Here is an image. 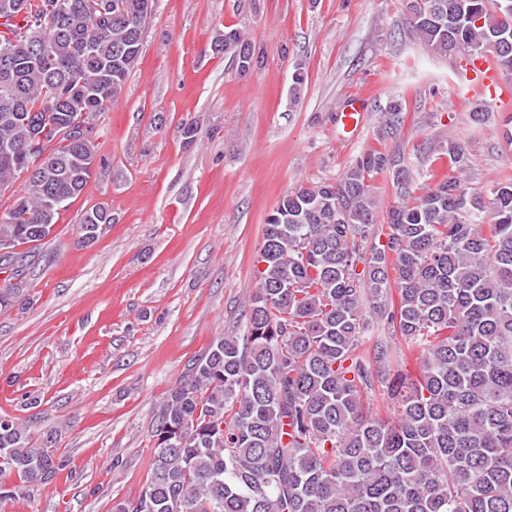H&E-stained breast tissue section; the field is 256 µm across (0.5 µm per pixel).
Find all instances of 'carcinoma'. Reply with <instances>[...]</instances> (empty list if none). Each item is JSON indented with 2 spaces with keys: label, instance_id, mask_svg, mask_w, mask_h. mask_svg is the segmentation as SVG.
Wrapping results in <instances>:
<instances>
[{
  "label": "carcinoma",
  "instance_id": "obj_1",
  "mask_svg": "<svg viewBox=\"0 0 512 512\" xmlns=\"http://www.w3.org/2000/svg\"><path fill=\"white\" fill-rule=\"evenodd\" d=\"M0 185L18 184L0 217V310L23 295L25 253L46 239L89 182L50 164L20 180L43 137L57 158L75 146L46 127L117 98L142 53L140 0H110L93 21L83 0H0ZM410 33L439 56L490 55L512 79V0H410ZM48 60L18 40L31 22ZM224 53L243 71L254 49L236 29ZM392 97L377 132L397 134ZM442 152L459 171L465 150ZM392 173L399 199L376 227L371 181ZM63 200L58 204L57 200ZM258 286L241 336L215 340L165 399L151 476L115 512H512V180L487 197L458 177L416 183L377 148L336 182L284 196L267 218ZM416 353L420 373L401 363ZM388 389L394 418L364 407ZM55 438L33 447L27 426L0 418V473L53 478Z\"/></svg>",
  "mask_w": 512,
  "mask_h": 512
}]
</instances>
